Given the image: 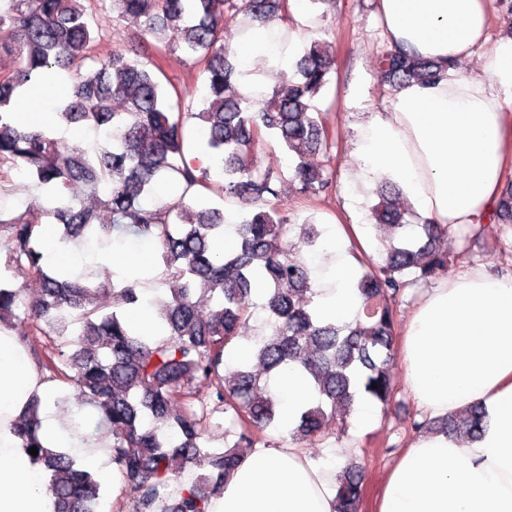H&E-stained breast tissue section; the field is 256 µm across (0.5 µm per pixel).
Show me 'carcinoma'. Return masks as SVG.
I'll list each match as a JSON object with an SVG mask.
<instances>
[{
  "label": "carcinoma",
  "instance_id": "obj_1",
  "mask_svg": "<svg viewBox=\"0 0 512 512\" xmlns=\"http://www.w3.org/2000/svg\"><path fill=\"white\" fill-rule=\"evenodd\" d=\"M96 0H0V27L14 40L0 43V53L17 57L16 69L0 77V166L26 172L45 188L47 206L0 219V243L7 251L5 269L14 278L39 282L40 296L30 309L32 321L19 342L40 366L74 386L82 404L95 408L112 432L111 458L133 504L132 512H208L211 499L237 467L240 446L261 442L264 431L279 426L273 397L256 396L259 380L243 362L224 365L225 351L238 337L240 323L251 316L252 296L263 290L262 309L272 333L259 341L256 357L265 373L295 363L313 379L317 402L302 412L292 432L321 437L336 415L354 410L358 388L387 407L396 392L389 368L395 319L389 301L419 279L448 269V255L436 241L446 233L438 224L404 222L389 193L373 207L378 224L390 230L384 265L365 269L359 279L363 316L338 326L322 321L307 293L305 265L291 257V228L273 176L254 167L251 150L274 133L301 162L294 179L299 193L321 199L332 187L328 169L302 161L308 152L330 153L335 137L327 131L314 99L330 81L334 60L319 43L305 49L295 64L297 79L275 87L245 112L235 90L234 53L224 44V26L239 14L255 20L286 18L288 0H110L112 21L133 19L135 36L149 35L158 54L180 50L202 62L204 96L199 110L171 103L147 51L134 57L120 48L101 50ZM180 34L167 40L168 30ZM377 68L392 87L432 82L441 70L403 49L380 56ZM58 84L52 105L61 122L90 121L97 127L122 129L118 137L90 152L80 144L59 142L45 128L21 123L11 103L29 83ZM119 100L124 109L114 111ZM197 120L205 135L190 141L186 124ZM169 197L154 206L169 178ZM81 182L96 204L87 206L70 194ZM219 192L251 210L237 225V242L224 245V213L208 206L204 192ZM109 214L110 223L100 221ZM51 217L59 240L109 238L116 225L161 249L165 272L183 286L157 311L164 338L135 330L126 310L140 303L137 282L112 286L92 273L73 278L42 262L40 217ZM512 222V187L483 223L488 232ZM298 244L319 246L313 224L298 225ZM201 292L215 309L202 316L194 301ZM24 304L21 290L0 281V326H12ZM212 403L197 397L198 384ZM376 388H371V385ZM231 415L224 435L237 440L222 453L205 449L210 415ZM485 413L471 407L440 422L448 435L478 438ZM39 401L31 402L17 421L18 433L38 449L37 460L50 472L48 491L56 512H97L104 478L77 464L58 448L42 446ZM188 467L203 470L181 496L167 494L172 480ZM361 471H342L336 493L337 512H358Z\"/></svg>",
  "mask_w": 512,
  "mask_h": 512
}]
</instances>
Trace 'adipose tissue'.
<instances>
[{
    "label": "adipose tissue",
    "instance_id": "adipose-tissue-1",
    "mask_svg": "<svg viewBox=\"0 0 512 512\" xmlns=\"http://www.w3.org/2000/svg\"><path fill=\"white\" fill-rule=\"evenodd\" d=\"M307 0H289L291 19L254 23L239 31L233 47L241 73L238 88L256 99L272 75L287 73L303 36L317 21ZM389 46L446 64L441 79L395 88L370 109L355 142L357 164L343 190L361 200L376 185L391 183L426 221L453 228L476 224L497 205L512 171V45H491L494 0H378ZM482 51L480 72L453 65ZM262 59L264 73L253 71ZM320 252L309 256L321 282L318 315L344 325L362 307L360 269L349 254L345 220L332 215ZM45 262L65 271L82 260L135 278L145 258L84 239L61 246L53 225L43 227ZM334 255V274L323 278V253ZM402 379L417 405L434 417L478 405L487 413L480 439L467 442L425 434L403 450L385 473L377 512H512V276L473 268L427 289L401 340ZM270 389L279 427L292 430L316 403L309 375L296 367L275 374ZM40 399L39 439L65 448L87 470L114 473L112 440L74 431L61 411V395L43 379L12 331L0 327V512H55L49 473L29 453L14 424L32 399ZM346 457L332 449L313 464L295 445L256 447L244 455L212 499L209 512H336V469Z\"/></svg>",
    "mask_w": 512,
    "mask_h": 512
}]
</instances>
